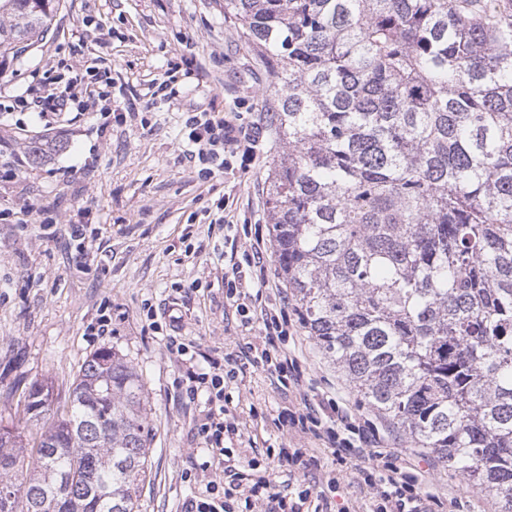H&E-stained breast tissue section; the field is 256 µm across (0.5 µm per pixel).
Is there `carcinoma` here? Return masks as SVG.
Returning <instances> with one entry per match:
<instances>
[{
    "instance_id": "cac0c4a2",
    "label": "carcinoma",
    "mask_w": 512,
    "mask_h": 512,
    "mask_svg": "<svg viewBox=\"0 0 512 512\" xmlns=\"http://www.w3.org/2000/svg\"><path fill=\"white\" fill-rule=\"evenodd\" d=\"M56 0H0V62ZM276 65L278 272L363 405L512 512V0H224ZM67 148L32 140L31 167ZM34 382L27 413L50 411ZM151 428L103 350L0 428V512H137Z\"/></svg>"
}]
</instances>
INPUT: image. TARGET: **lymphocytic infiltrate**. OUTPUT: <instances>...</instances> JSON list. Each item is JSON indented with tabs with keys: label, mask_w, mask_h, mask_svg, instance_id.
Returning a JSON list of instances; mask_svg holds the SVG:
<instances>
[{
	"label": "lymphocytic infiltrate",
	"mask_w": 512,
	"mask_h": 512,
	"mask_svg": "<svg viewBox=\"0 0 512 512\" xmlns=\"http://www.w3.org/2000/svg\"><path fill=\"white\" fill-rule=\"evenodd\" d=\"M187 139L195 158L201 164L199 174L210 178L215 172L233 167L237 154L250 157L259 144L262 128L239 123L235 115L219 116L211 112H196L185 120ZM259 343L249 345L242 356L225 362H212L208 371L193 373L186 389L189 399L204 398L207 411L196 426L208 451L209 459L203 469L223 463L230 450L226 441L241 440L238 426L228 418L224 405L225 383L246 375L248 370L262 369L276 376L284 386L301 388L303 374L294 357L280 344L288 334L286 312L262 311ZM292 425L318 440H327L343 448L337 456L339 466L354 469L361 484L372 494V512H429L422 493L417 492L405 466L397 462V454L381 439L378 431L355 425L351 417L340 414L338 405L304 404L291 417ZM302 466L310 470L315 459L302 448H283L263 466V473L254 482L230 486L220 491L217 483H210L205 495L189 500L185 512H236L235 499L242 498L256 504L274 501L279 512H348L347 508L333 510L332 502L324 492H304L297 501H290L277 492L270 474L282 464Z\"/></svg>",
	"instance_id": "lymphocytic-infiltrate-1"
}]
</instances>
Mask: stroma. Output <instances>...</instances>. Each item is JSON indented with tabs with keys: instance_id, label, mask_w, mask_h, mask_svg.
I'll return each mask as SVG.
<instances>
[{
	"instance_id": "1",
	"label": "stroma",
	"mask_w": 512,
	"mask_h": 512,
	"mask_svg": "<svg viewBox=\"0 0 512 512\" xmlns=\"http://www.w3.org/2000/svg\"><path fill=\"white\" fill-rule=\"evenodd\" d=\"M109 79V108L125 122L98 134L99 115L82 111L44 126L27 111L0 116V157H22L33 138H59L67 148L37 168L0 170V427L36 429L26 415V392L51 382L61 402L81 365L110 349L133 365L147 396L151 432L146 482L138 512H182L208 480L229 482L221 466L202 473L204 441L194 428L204 399L188 400L189 369L239 355L253 342L260 318L243 323L226 303L224 274L244 266L248 283L261 287L266 304L294 312L288 286L272 250L267 177L281 147L270 123L273 69L224 17V0H58L41 46L0 64V93L38 85L44 75L75 80L86 65ZM156 96H149L151 84ZM248 98L244 121L260 122L264 147L246 168L201 179L190 158L185 119L191 112H236ZM26 130H19L18 122ZM228 198L226 210L217 202ZM67 215L84 225L88 256L77 251L60 224H39L31 206ZM240 225L234 244L225 222ZM263 263L245 266L256 237ZM153 305L164 326L151 327L143 311ZM193 345L183 364L170 337ZM287 347L304 373L309 395L333 399L357 424L376 425L398 447L410 440L382 416L363 409L341 371L307 336L299 321L288 327ZM224 402L250 446L236 470L251 477V459L285 445L308 449L319 460L308 481L327 487L336 459L328 444L291 426L298 394L257 370L224 388ZM432 512H498L496 498L464 484L446 468L418 476Z\"/></svg>"
}]
</instances>
